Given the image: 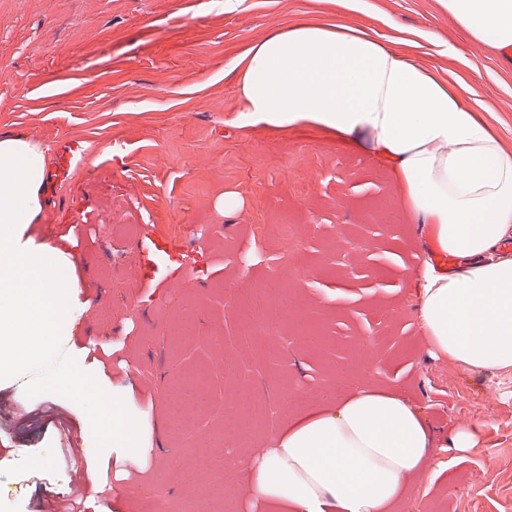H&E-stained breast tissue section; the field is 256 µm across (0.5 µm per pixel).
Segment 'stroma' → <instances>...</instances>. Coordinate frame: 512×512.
Listing matches in <instances>:
<instances>
[{
    "instance_id": "obj_1",
    "label": "stroma",
    "mask_w": 512,
    "mask_h": 512,
    "mask_svg": "<svg viewBox=\"0 0 512 512\" xmlns=\"http://www.w3.org/2000/svg\"><path fill=\"white\" fill-rule=\"evenodd\" d=\"M306 19L464 84L512 157V59L471 43L443 0H0V134L88 149L22 236L69 258L78 288L54 347L0 373V402L16 407L0 424V512L69 492L73 460L101 512H251L236 459L364 387L398 389L432 431L391 512H512V486L484 469L512 466V419L496 415L512 408V370L429 355L415 274L432 238L391 161L361 138L242 118L239 60ZM257 224L291 232L255 237ZM169 239L185 255L162 251ZM177 267L185 277L167 282ZM69 374L126 392L148 466L94 472L112 451L89 397L57 387ZM463 428L472 446L451 448Z\"/></svg>"
}]
</instances>
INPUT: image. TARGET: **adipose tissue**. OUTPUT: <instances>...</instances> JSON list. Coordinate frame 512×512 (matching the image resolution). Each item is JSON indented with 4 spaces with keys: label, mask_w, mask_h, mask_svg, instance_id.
Wrapping results in <instances>:
<instances>
[{
    "label": "adipose tissue",
    "mask_w": 512,
    "mask_h": 512,
    "mask_svg": "<svg viewBox=\"0 0 512 512\" xmlns=\"http://www.w3.org/2000/svg\"><path fill=\"white\" fill-rule=\"evenodd\" d=\"M480 46L512 49V0H444ZM247 124L313 125L366 137L401 174L406 208L430 225L455 275L423 263L417 310L429 353L466 368H512V158L459 89L412 58L343 25L299 22L243 58ZM47 156L0 135V368L53 344L72 281L55 258L17 239L43 211ZM95 428L116 449V474L148 460L123 391L88 387ZM432 437L402 393L363 388L307 415L238 463L253 504L284 512H390L428 462Z\"/></svg>",
    "instance_id": "obj_1"
}]
</instances>
